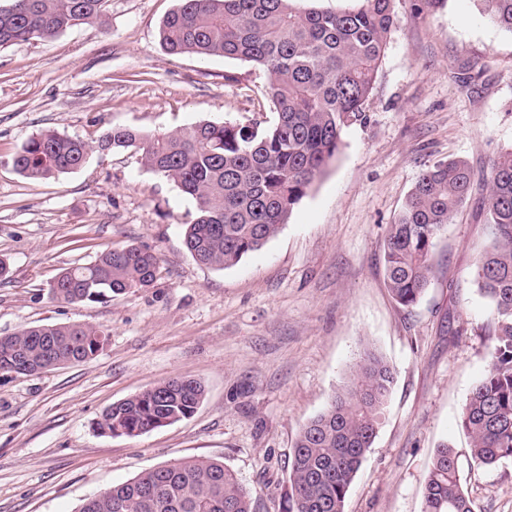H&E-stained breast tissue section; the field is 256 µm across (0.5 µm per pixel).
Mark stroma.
I'll use <instances>...</instances> for the list:
<instances>
[{
	"label": "stroma",
	"instance_id": "35a3bbf8",
	"mask_svg": "<svg viewBox=\"0 0 512 512\" xmlns=\"http://www.w3.org/2000/svg\"><path fill=\"white\" fill-rule=\"evenodd\" d=\"M177 5L108 0L101 21L0 48V336L56 323L109 333L90 361L0 376V512H77L103 489L190 457L224 462L255 512H282L296 438L367 342L395 382L345 512H423L443 443L459 453L474 512H512V459L472 467L460 427L489 361V306L474 279L490 241L484 215L472 201L446 225L416 306L393 299L383 262L422 170L457 159L480 174L512 148V32L481 0H393L364 119L344 128L336 158L277 235L218 270L184 246L192 199L139 152H96L47 180L11 162L44 128L90 142L115 126L157 135L272 121L256 63L164 51L160 25ZM127 245L158 256L153 285L96 303L51 300L62 271ZM179 375L206 389L191 417L135 438L97 432L113 403Z\"/></svg>",
	"mask_w": 512,
	"mask_h": 512
}]
</instances>
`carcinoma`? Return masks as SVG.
I'll return each instance as SVG.
<instances>
[{
  "label": "carcinoma",
  "mask_w": 512,
  "mask_h": 512,
  "mask_svg": "<svg viewBox=\"0 0 512 512\" xmlns=\"http://www.w3.org/2000/svg\"><path fill=\"white\" fill-rule=\"evenodd\" d=\"M107 0H7L0 5V48L51 39L96 22ZM298 0H179L163 20L170 55L255 62L268 74L275 116L265 127L236 121L143 135L114 126L96 144L52 129L29 136L12 157L30 179L80 168L95 151L134 148L144 166L176 183L195 202L184 245L199 264L236 265L266 244L336 157L341 134L365 117L394 25L393 0H362L355 10L300 8ZM498 26L512 32V0H482ZM482 189L480 209L492 241L474 273L489 303L491 342L485 376L461 413L471 458L492 467L512 458V148L478 176L461 160L421 172L384 241V269L395 300L416 305L434 278L436 240ZM159 271L149 249L129 245L63 271L53 299L99 302L151 285ZM107 343L100 327L38 325L0 336V372L28 376L93 359ZM394 368L365 346L348 381L300 431L291 456L285 512H344L351 483L381 424ZM205 397L198 379L176 377L112 404L98 429L140 436L190 417ZM423 512H473L455 449H435L425 475ZM78 512H253L252 497L224 463L187 458L142 472L86 499Z\"/></svg>",
  "instance_id": "1"
}]
</instances>
